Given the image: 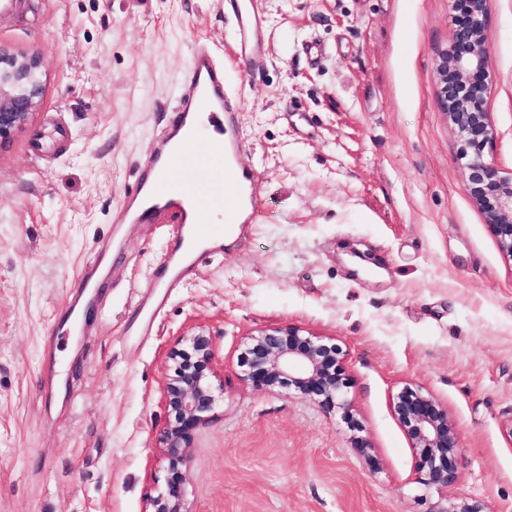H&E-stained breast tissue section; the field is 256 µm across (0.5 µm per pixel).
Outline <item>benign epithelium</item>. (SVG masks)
I'll list each match as a JSON object with an SVG mask.
<instances>
[{
  "mask_svg": "<svg viewBox=\"0 0 512 512\" xmlns=\"http://www.w3.org/2000/svg\"><path fill=\"white\" fill-rule=\"evenodd\" d=\"M456 29L451 46L436 62L437 101L460 142L465 160L464 189L482 212L500 249L512 258V175L484 158L494 138L486 98L490 50L485 31L487 0H452ZM46 62L39 56L0 45V148L29 121L42 94ZM345 354L335 339L300 326L270 327L248 336L238 357L243 380L271 391L288 385L327 410H347ZM163 383L165 423L158 452L166 463L165 488L147 501L145 512H191L186 484L188 463L199 429L224 394L218 382L212 339L202 331L187 336L167 354ZM396 418L415 454L422 484L444 490L459 471L454 456L459 432L448 408L407 386L393 400ZM426 512H485L473 498L444 497Z\"/></svg>",
  "mask_w": 512,
  "mask_h": 512,
  "instance_id": "7a95c632",
  "label": "benign epithelium"
}]
</instances>
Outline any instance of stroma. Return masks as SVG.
Segmentation results:
<instances>
[{
    "label": "stroma",
    "instance_id": "obj_1",
    "mask_svg": "<svg viewBox=\"0 0 512 512\" xmlns=\"http://www.w3.org/2000/svg\"><path fill=\"white\" fill-rule=\"evenodd\" d=\"M264 62L229 63L252 226L202 259L139 333L172 226L114 218L175 117L199 36L230 50L228 0H18L0 44L47 63L0 149V512H144L165 482L166 354L212 338L224 399L188 467L193 512H427L392 409L404 386L458 427L449 498L512 512V258L465 189L437 105L451 0H259ZM487 161L512 172V0H489ZM113 268L90 320L51 323L81 269ZM298 325L336 340L351 407L241 378L240 345ZM372 446L363 455L350 423Z\"/></svg>",
    "mask_w": 512,
    "mask_h": 512
}]
</instances>
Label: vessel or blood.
I'll return each mask as SVG.
<instances>
[{
  "mask_svg": "<svg viewBox=\"0 0 512 512\" xmlns=\"http://www.w3.org/2000/svg\"><path fill=\"white\" fill-rule=\"evenodd\" d=\"M234 47L229 58L246 67L263 57V31L254 0H231ZM223 117L224 133L218 144L222 164L186 169L194 143L201 139V117ZM239 122L232 91L224 84V60L208 46H197L176 108L173 122L160 135L162 151L128 193L120 220L126 224H174L179 231L177 251L153 272L157 300H164L194 269L193 233L212 207L224 208L223 230L207 233L211 249L221 248L225 236L253 223L260 201L259 188L250 169L240 163L241 145L235 135ZM206 184L207 193L189 190V180Z\"/></svg>",
  "mask_w": 512,
  "mask_h": 512,
  "instance_id": "b4317fda",
  "label": "vessel or blood"
}]
</instances>
